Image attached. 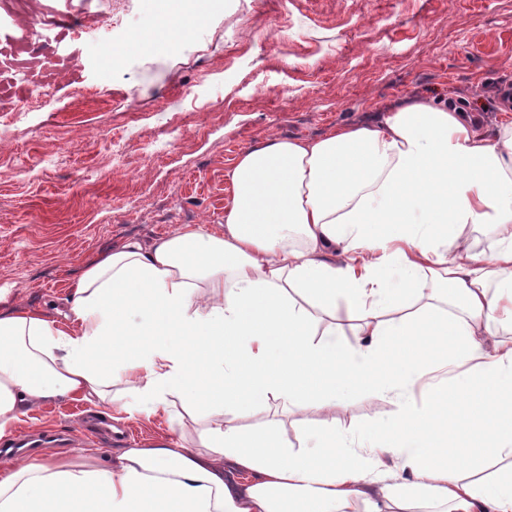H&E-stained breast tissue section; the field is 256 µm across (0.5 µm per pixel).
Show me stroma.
<instances>
[{
	"mask_svg": "<svg viewBox=\"0 0 512 512\" xmlns=\"http://www.w3.org/2000/svg\"><path fill=\"white\" fill-rule=\"evenodd\" d=\"M113 0H39L54 24L32 43L0 0V304L62 303L82 265L183 224L219 229L239 153L316 139L425 94L468 108L493 137L512 107V0H213L192 32L160 39L146 0L110 26ZM84 97H74L75 89ZM124 143L121 168L112 143ZM396 409L359 399L330 412L259 410L240 426L371 427ZM97 408L60 402L21 426L66 434L60 453L110 448ZM202 418L117 422L126 447L192 445Z\"/></svg>",
	"mask_w": 512,
	"mask_h": 512,
	"instance_id": "1",
	"label": "stroma"
}]
</instances>
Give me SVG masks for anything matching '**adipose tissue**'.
Masks as SVG:
<instances>
[{"label":"adipose tissue","instance_id":"1","mask_svg":"<svg viewBox=\"0 0 512 512\" xmlns=\"http://www.w3.org/2000/svg\"><path fill=\"white\" fill-rule=\"evenodd\" d=\"M228 178L220 231L125 242L84 269L63 318L0 310V441L50 402L148 417L176 397L206 421V458L169 440L22 457L0 512H512V122L488 138L420 95L245 149ZM380 396L396 410L358 437L235 423L272 400Z\"/></svg>","mask_w":512,"mask_h":512}]
</instances>
